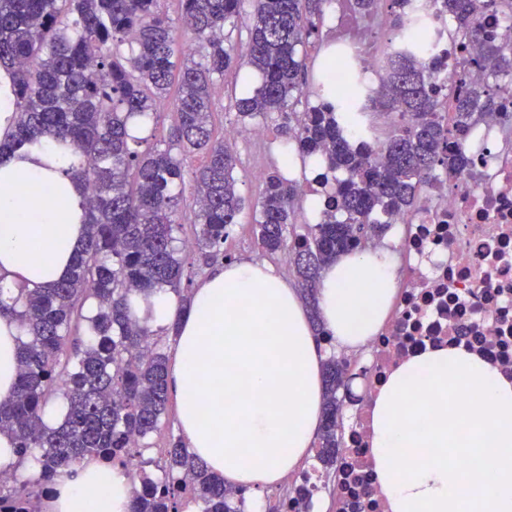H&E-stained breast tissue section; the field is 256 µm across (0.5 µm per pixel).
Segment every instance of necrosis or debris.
Segmentation results:
<instances>
[{
	"label": "necrosis or debris",
	"instance_id": "4bbe7bcc",
	"mask_svg": "<svg viewBox=\"0 0 512 512\" xmlns=\"http://www.w3.org/2000/svg\"><path fill=\"white\" fill-rule=\"evenodd\" d=\"M361 21L355 38H327L326 48L347 55L374 83L382 32L375 18ZM420 22L443 71L467 85L487 81L477 40L451 41L448 18L432 0L406 7L404 26ZM453 147L464 153L465 169L426 185L416 211L391 219L404 230L403 283L392 316L366 344L370 368L356 385L353 421L336 453L341 512H389L373 468L371 403L400 363L429 346L462 345L512 377V81L500 82L493 112Z\"/></svg>",
	"mask_w": 512,
	"mask_h": 512
}]
</instances>
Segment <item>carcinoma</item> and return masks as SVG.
<instances>
[{
	"instance_id": "obj_1",
	"label": "carcinoma",
	"mask_w": 512,
	"mask_h": 512,
	"mask_svg": "<svg viewBox=\"0 0 512 512\" xmlns=\"http://www.w3.org/2000/svg\"><path fill=\"white\" fill-rule=\"evenodd\" d=\"M180 27L165 0H0V66L11 76L15 119L0 140L7 150L40 138L72 150L71 174L83 189L87 239L65 279L44 288L0 286V317L23 328L19 370L11 398L0 401V433L10 436L16 467L34 463L27 479L0 481V512H28L27 503L54 491L57 477L73 473L87 456L133 472L129 512H184L182 479L191 481L199 512H244L243 490L224 484L181 438L160 457L152 437L168 402L166 339L132 310L163 289L190 302L185 253L206 259L223 254L242 198L236 159L211 125L212 87L236 61L226 24L250 20L247 64L261 82L235 100L240 125L274 114L295 117L281 126L299 156L323 164L334 179L341 214L323 209L319 221L295 232L301 183L278 171L259 181L254 228L271 254L286 253L300 295L317 320L321 270L339 256L378 241L386 217L414 209L438 169L460 173L466 165L448 142L464 134L495 105L494 83L512 79V26L481 46L494 82L459 89L462 79L439 77V67L415 47L390 48L379 87L354 82L320 106L295 111L307 82L308 47L318 37L315 19L332 0H179ZM354 8L398 25L405 0H354ZM454 18L452 40L477 35L476 0H433ZM178 81L176 123L167 145L129 134L147 119ZM453 112H443L445 101ZM394 116L384 137L372 135L365 114ZM204 163L192 178L198 209L195 238H178L176 214L185 190L187 158ZM323 426L314 458L336 462L342 403L339 356L324 367ZM53 397L63 400L60 422L46 419Z\"/></svg>"
}]
</instances>
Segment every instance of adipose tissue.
I'll use <instances>...</instances> for the list:
<instances>
[{
    "instance_id": "obj_1",
    "label": "adipose tissue",
    "mask_w": 512,
    "mask_h": 512,
    "mask_svg": "<svg viewBox=\"0 0 512 512\" xmlns=\"http://www.w3.org/2000/svg\"><path fill=\"white\" fill-rule=\"evenodd\" d=\"M71 157L49 140L0 159V285L68 276L87 226ZM36 184L38 198L21 192ZM41 255H34L32 243ZM390 249L342 255L321 272L319 320L273 265L227 262L198 285L179 324L168 384L188 448L261 508L311 454L322 422V369L389 315ZM21 329L0 318V399L14 392ZM371 448L390 512H512V379L462 347L402 362L374 402ZM125 475L95 462L57 480L49 512H128Z\"/></svg>"
}]
</instances>
